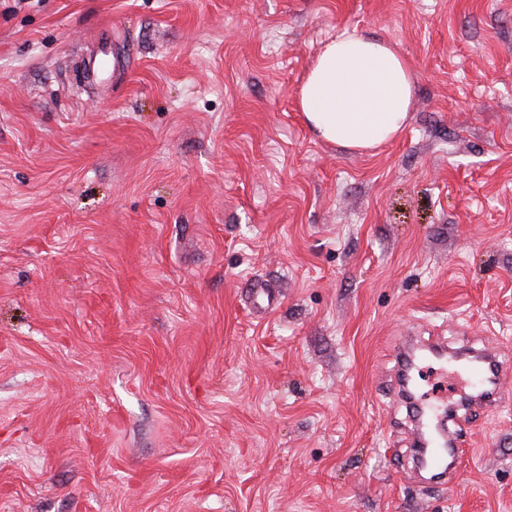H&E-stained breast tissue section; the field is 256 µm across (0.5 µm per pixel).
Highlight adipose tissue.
Segmentation results:
<instances>
[{
	"instance_id": "1",
	"label": "adipose tissue",
	"mask_w": 512,
	"mask_h": 512,
	"mask_svg": "<svg viewBox=\"0 0 512 512\" xmlns=\"http://www.w3.org/2000/svg\"><path fill=\"white\" fill-rule=\"evenodd\" d=\"M413 91L410 70L389 41L345 31L324 44L297 98L319 138L366 151L404 131Z\"/></svg>"
}]
</instances>
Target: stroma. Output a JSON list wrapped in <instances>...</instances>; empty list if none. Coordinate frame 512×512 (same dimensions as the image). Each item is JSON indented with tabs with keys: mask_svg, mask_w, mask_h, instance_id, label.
Listing matches in <instances>:
<instances>
[{
	"mask_svg": "<svg viewBox=\"0 0 512 512\" xmlns=\"http://www.w3.org/2000/svg\"><path fill=\"white\" fill-rule=\"evenodd\" d=\"M345 30L414 82L365 153L296 99ZM432 342L504 367L435 480ZM0 512H512V0H0Z\"/></svg>",
	"mask_w": 512,
	"mask_h": 512,
	"instance_id": "obj_1",
	"label": "stroma"
}]
</instances>
